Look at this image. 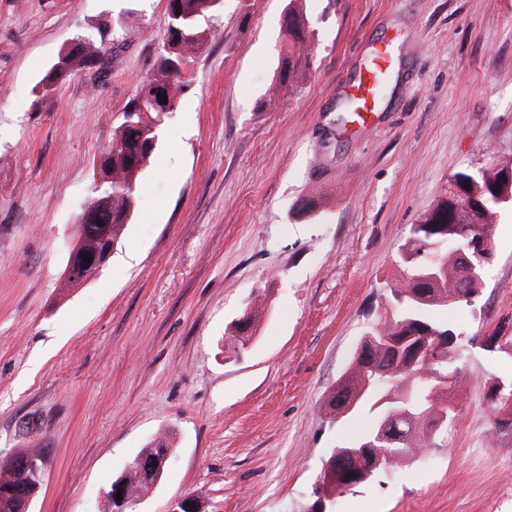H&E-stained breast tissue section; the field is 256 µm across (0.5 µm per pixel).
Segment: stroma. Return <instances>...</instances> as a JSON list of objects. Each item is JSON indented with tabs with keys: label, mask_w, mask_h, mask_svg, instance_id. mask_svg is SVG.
<instances>
[{
	"label": "stroma",
	"mask_w": 512,
	"mask_h": 512,
	"mask_svg": "<svg viewBox=\"0 0 512 512\" xmlns=\"http://www.w3.org/2000/svg\"><path fill=\"white\" fill-rule=\"evenodd\" d=\"M167 4L0 0V454L43 450L31 512H108L112 481L159 436L173 461L136 512L187 494L204 512H312L331 448L376 424L366 408L330 423L325 403L412 224L453 174L512 160V0H303L310 64L274 104L288 0H222L111 260L66 287L94 163L162 50ZM91 26L115 49L106 74L42 93ZM384 49L374 112L339 123ZM482 279L471 305L434 312L469 340L454 417L327 512H512V426L493 430L487 399L512 356L482 346L512 336L511 207ZM259 296L234 353L228 329Z\"/></svg>",
	"instance_id": "1"
}]
</instances>
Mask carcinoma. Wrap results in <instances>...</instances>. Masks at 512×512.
<instances>
[{
    "mask_svg": "<svg viewBox=\"0 0 512 512\" xmlns=\"http://www.w3.org/2000/svg\"><path fill=\"white\" fill-rule=\"evenodd\" d=\"M299 0H289L284 19V32L288 38L287 49L282 51L280 84L293 87L292 79L307 60V29L309 20L297 6ZM215 0H168L169 21L163 37V47L156 58L149 76L137 83V88L150 86L168 98V103L155 106L138 103L133 97L126 105V118L114 128L112 153L95 170L91 203L96 205L104 223L108 224L112 244H118L134 208L133 188L147 167L159 143V130L166 114L177 110L185 88L182 72L188 58L200 53L208 44V33L202 22L213 17ZM106 56L104 41L94 35L80 32L74 44L61 51L42 80L43 86H53L73 73L91 68ZM512 160L494 159L476 176L457 172L448 180V197L425 213L412 225L411 233L401 246V261L405 274L401 281L389 289L395 305L392 316L378 321L365 335L361 353L354 356L347 370L336 383L328 400L332 422L344 415V403L351 399L360 406L374 397L385 386L394 388L385 396L384 407L378 413L382 418L394 412L399 415L401 433L396 441L379 443L374 448L364 443L375 439L372 427L356 439L343 441L332 449L329 459L346 448H356L357 454L346 460L345 467L334 470L330 479L321 483L330 498L345 493L350 487L371 477L380 468H394L417 456L430 444L420 434V428L436 431L452 417L448 405V390L466 382L453 365L463 354L461 333L438 322L433 315L436 308L469 306L479 292L482 276L468 271V266L457 254L455 225L469 226L471 232L494 244L496 217L501 206L512 205V200L500 199L496 188L508 183ZM481 203L473 207L457 198L455 186ZM100 245L95 224H78L74 248L87 252ZM99 274L96 266L88 264L77 270H65V285L75 288L93 280ZM255 321L250 315L234 327L229 341L233 348L244 351L251 341L247 335ZM412 332L448 335L443 360L424 364L423 357L398 355L389 342L406 337ZM503 391L493 387L489 394L491 426L499 428L497 413L512 400V379L504 382ZM173 451L165 439L150 441L129 462L121 474L126 481L124 493L140 499L152 489V482L138 470L140 460L159 456L162 451ZM29 476L17 469L0 466V490L5 487H23L20 495L5 496L0 493V512H29V496L37 495L30 488Z\"/></svg>",
    "mask_w": 512,
    "mask_h": 512,
    "instance_id": "1",
    "label": "carcinoma"
}]
</instances>
